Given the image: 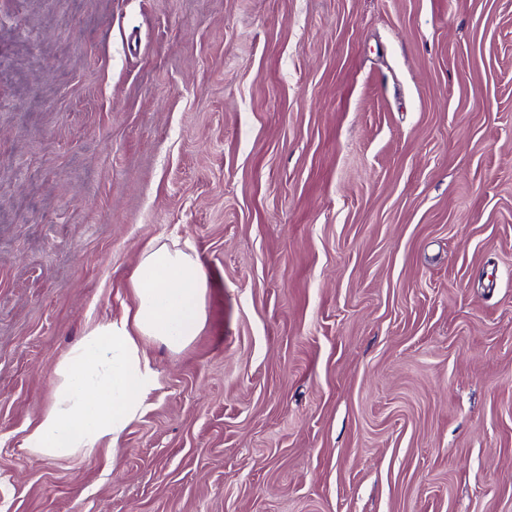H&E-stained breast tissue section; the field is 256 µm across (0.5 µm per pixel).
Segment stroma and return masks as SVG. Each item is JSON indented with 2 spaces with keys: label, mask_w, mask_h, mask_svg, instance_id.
Masks as SVG:
<instances>
[{
  "label": "stroma",
  "mask_w": 512,
  "mask_h": 512,
  "mask_svg": "<svg viewBox=\"0 0 512 512\" xmlns=\"http://www.w3.org/2000/svg\"><path fill=\"white\" fill-rule=\"evenodd\" d=\"M152 242L202 328L32 456ZM0 512H512V0H0Z\"/></svg>",
  "instance_id": "obj_1"
}]
</instances>
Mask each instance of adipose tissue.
I'll list each match as a JSON object with an SVG mask.
<instances>
[{"instance_id":"obj_1","label":"adipose tissue","mask_w":512,"mask_h":512,"mask_svg":"<svg viewBox=\"0 0 512 512\" xmlns=\"http://www.w3.org/2000/svg\"><path fill=\"white\" fill-rule=\"evenodd\" d=\"M131 286V314L88 330L56 366L50 402L25 441L31 454L66 457L91 451L106 439L117 441L147 388L138 337L178 350L198 334L207 280L195 256L150 245Z\"/></svg>"}]
</instances>
